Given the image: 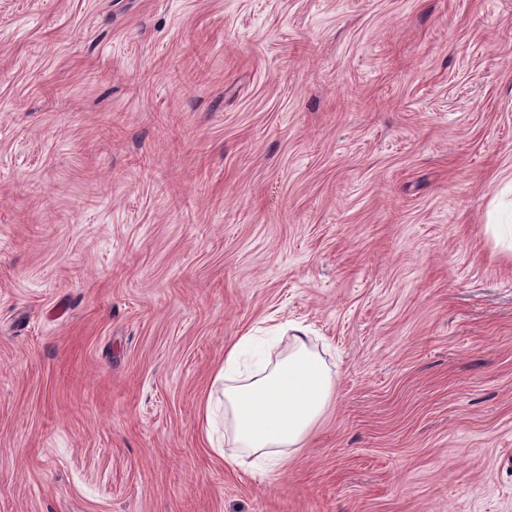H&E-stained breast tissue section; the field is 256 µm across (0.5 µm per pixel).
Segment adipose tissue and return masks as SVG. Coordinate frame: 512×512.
<instances>
[{"mask_svg": "<svg viewBox=\"0 0 512 512\" xmlns=\"http://www.w3.org/2000/svg\"><path fill=\"white\" fill-rule=\"evenodd\" d=\"M251 333L224 345L217 379L224 382V433L234 449L231 466L247 458L284 466L288 449L302 448L334 397V382L321 356L295 330L285 356L262 363Z\"/></svg>", "mask_w": 512, "mask_h": 512, "instance_id": "adipose-tissue-1", "label": "adipose tissue"}]
</instances>
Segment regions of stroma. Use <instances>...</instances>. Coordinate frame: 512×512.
Returning a JSON list of instances; mask_svg holds the SVG:
<instances>
[{
    "label": "stroma",
    "instance_id": "stroma-1",
    "mask_svg": "<svg viewBox=\"0 0 512 512\" xmlns=\"http://www.w3.org/2000/svg\"><path fill=\"white\" fill-rule=\"evenodd\" d=\"M512 0H0V512H512ZM305 327L265 472L202 417ZM251 330L224 344V363L216 380H224V442L239 454L226 456L218 442L213 451L230 466L252 463L284 466L292 452L302 448L334 397V382L321 356L308 346L303 330L290 336L291 348L274 363L244 369L242 357L254 344Z\"/></svg>",
    "mask_w": 512,
    "mask_h": 512
}]
</instances>
